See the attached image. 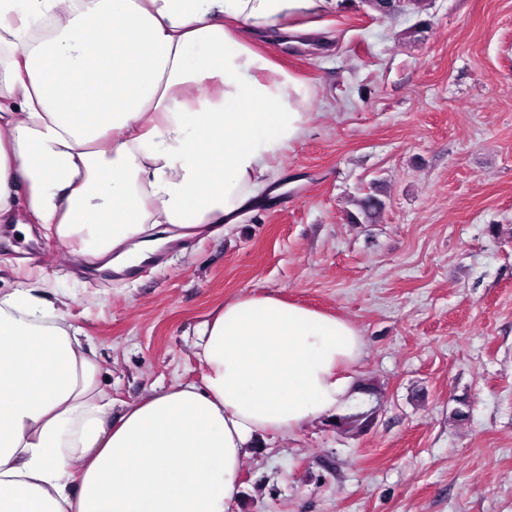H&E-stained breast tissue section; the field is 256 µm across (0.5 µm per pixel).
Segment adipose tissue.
Here are the masks:
<instances>
[{
	"mask_svg": "<svg viewBox=\"0 0 512 512\" xmlns=\"http://www.w3.org/2000/svg\"><path fill=\"white\" fill-rule=\"evenodd\" d=\"M341 0H0V224L123 269L241 223L303 138L314 89L255 48ZM80 327L37 287L0 294V512H226L260 433L343 411L345 318L273 295L198 329L203 384L113 416Z\"/></svg>",
	"mask_w": 512,
	"mask_h": 512,
	"instance_id": "obj_1",
	"label": "adipose tissue"
}]
</instances>
